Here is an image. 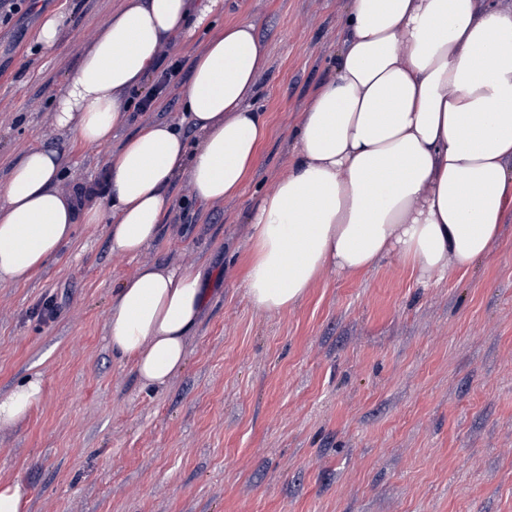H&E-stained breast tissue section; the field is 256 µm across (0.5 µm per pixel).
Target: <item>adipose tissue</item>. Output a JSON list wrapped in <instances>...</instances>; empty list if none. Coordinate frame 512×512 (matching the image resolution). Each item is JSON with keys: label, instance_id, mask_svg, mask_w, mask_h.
Segmentation results:
<instances>
[{"label": "adipose tissue", "instance_id": "ef3b65f1", "mask_svg": "<svg viewBox=\"0 0 512 512\" xmlns=\"http://www.w3.org/2000/svg\"><path fill=\"white\" fill-rule=\"evenodd\" d=\"M210 5L123 0L56 95L57 128L111 146V192L76 208L61 160L31 145L0 187V284L26 280L67 246L76 222L104 224L113 253L153 243L187 177L199 202L241 192L268 134L249 103L266 63L255 25L226 26L192 59L187 142L169 122L143 123L120 145L125 96L162 47L201 25ZM332 79L296 129L284 177L255 201L245 275L253 307L299 303L326 269L351 274L396 259L429 280L485 256L512 207V4L505 0H350ZM202 267L143 264L112 297L113 354L147 387L180 370L206 306ZM43 395L40 375L0 395V427Z\"/></svg>", "mask_w": 512, "mask_h": 512}]
</instances>
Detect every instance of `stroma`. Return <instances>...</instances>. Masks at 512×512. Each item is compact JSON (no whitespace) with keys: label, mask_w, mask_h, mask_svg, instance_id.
Here are the masks:
<instances>
[{"label":"stroma","mask_w":512,"mask_h":512,"mask_svg":"<svg viewBox=\"0 0 512 512\" xmlns=\"http://www.w3.org/2000/svg\"><path fill=\"white\" fill-rule=\"evenodd\" d=\"M120 0H36L0 26V186L33 140L63 185L101 180L109 148L54 123L52 99ZM348 0H218L169 52L189 60L252 20L266 49L251 104L269 125L241 194L208 206L167 189L160 235L114 254L103 224L20 283L0 284V393L40 374L27 417L0 428V483L28 512H512V212L488 254L422 284L397 260L323 273L298 304L260 313L243 274L254 199L288 172L293 130L333 76ZM68 17L38 49L43 18ZM175 86L145 121H177ZM200 262L209 295L184 368L147 387L107 342L112 294L145 263ZM27 495V489L20 480L0 483V512H26Z\"/></svg>","instance_id":"1"}]
</instances>
